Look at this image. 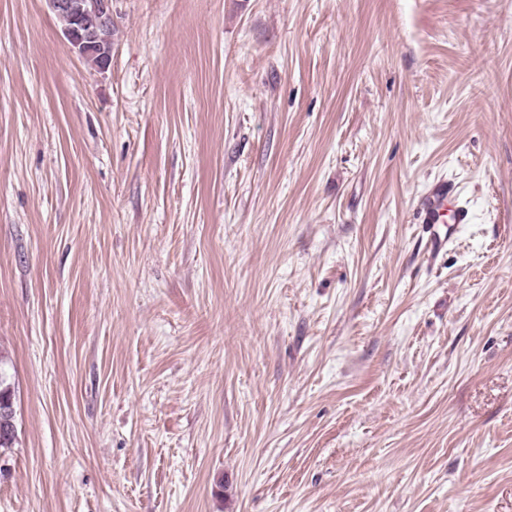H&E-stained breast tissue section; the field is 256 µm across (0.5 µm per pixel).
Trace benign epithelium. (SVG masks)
Returning a JSON list of instances; mask_svg holds the SVG:
<instances>
[{"label":"benign epithelium","mask_w":512,"mask_h":512,"mask_svg":"<svg viewBox=\"0 0 512 512\" xmlns=\"http://www.w3.org/2000/svg\"><path fill=\"white\" fill-rule=\"evenodd\" d=\"M51 11L65 21L63 37L79 57L95 54L98 71H107L112 63V48L104 45L99 30L112 26V0H47Z\"/></svg>","instance_id":"obj_1"}]
</instances>
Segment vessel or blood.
I'll return each instance as SVG.
<instances>
[{"instance_id": "1", "label": "vessel or blood", "mask_w": 512, "mask_h": 512, "mask_svg": "<svg viewBox=\"0 0 512 512\" xmlns=\"http://www.w3.org/2000/svg\"><path fill=\"white\" fill-rule=\"evenodd\" d=\"M418 211L427 226V248L433 254L444 251L450 243L449 235L440 229L447 212H454L456 223L465 224L470 220L468 209L458 203L456 188L445 180L433 183L425 191Z\"/></svg>"}]
</instances>
